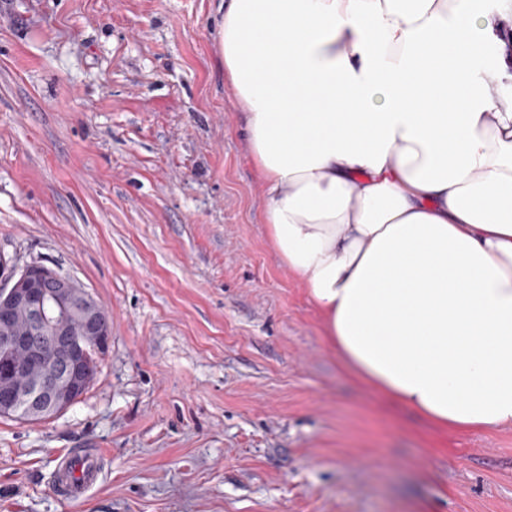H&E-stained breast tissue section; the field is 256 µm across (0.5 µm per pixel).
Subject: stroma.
Instances as JSON below:
<instances>
[{"mask_svg": "<svg viewBox=\"0 0 512 512\" xmlns=\"http://www.w3.org/2000/svg\"><path fill=\"white\" fill-rule=\"evenodd\" d=\"M220 0H0V258L112 318L86 392L0 417V512H512V428L360 383L280 261ZM106 455L82 503L57 458Z\"/></svg>", "mask_w": 512, "mask_h": 512, "instance_id": "1", "label": "stroma"}]
</instances>
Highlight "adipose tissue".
<instances>
[{"instance_id":"adipose-tissue-1","label":"adipose tissue","mask_w":512,"mask_h":512,"mask_svg":"<svg viewBox=\"0 0 512 512\" xmlns=\"http://www.w3.org/2000/svg\"><path fill=\"white\" fill-rule=\"evenodd\" d=\"M219 43L344 367L440 428H512V0H230Z\"/></svg>"}]
</instances>
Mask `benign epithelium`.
Returning <instances> with one entry per match:
<instances>
[{
  "mask_svg": "<svg viewBox=\"0 0 512 512\" xmlns=\"http://www.w3.org/2000/svg\"><path fill=\"white\" fill-rule=\"evenodd\" d=\"M0 285V412L21 407L33 419L57 415L78 398L91 336L100 349L112 335V319L94 297L70 277L40 263ZM27 312L30 330L19 335L15 316ZM32 347L33 357L18 362L14 352Z\"/></svg>",
  "mask_w": 512,
  "mask_h": 512,
  "instance_id": "obj_1",
  "label": "benign epithelium"
}]
</instances>
